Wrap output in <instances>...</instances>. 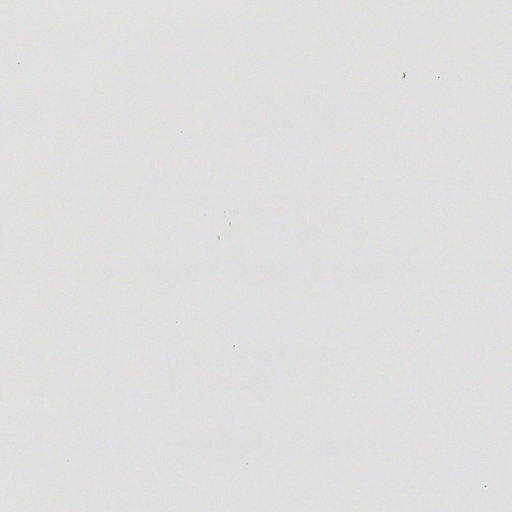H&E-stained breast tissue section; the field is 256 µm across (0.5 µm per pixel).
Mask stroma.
I'll return each instance as SVG.
<instances>
[{
    "instance_id": "stroma-1",
    "label": "stroma",
    "mask_w": 512,
    "mask_h": 512,
    "mask_svg": "<svg viewBox=\"0 0 512 512\" xmlns=\"http://www.w3.org/2000/svg\"><path fill=\"white\" fill-rule=\"evenodd\" d=\"M147 2L115 15L89 0L49 12L0 0V138L25 140L14 117L37 105L51 157L0 216V255L37 293L41 328L23 335L0 307V346L26 355L0 380L74 385L66 409L22 428L14 459L53 478L56 512H74L90 479L108 489L109 512H243L253 500L266 512H369L381 488L408 505L419 485L512 512L499 411L512 343L496 342L512 313L452 337L412 303L428 270L450 276L443 294L463 311L474 292L496 309L512 288V254L484 206L491 184L512 204V184L480 162L498 140L481 53L469 69L415 67L447 31L512 27V0L477 23L459 5L288 0L275 17L224 13V29L245 35L236 44L177 12L169 30L192 34L154 39L135 23ZM82 116L87 140L69 138ZM244 137L251 151L238 149ZM463 224L476 233L461 243L448 231ZM135 278L158 287L125 288ZM389 278L399 287L383 288ZM241 279L285 288L257 295ZM336 388L478 389L488 404L450 437L397 404L380 421L299 408ZM87 389L127 411L88 418ZM263 390L276 411L247 406ZM158 392L185 409L149 413ZM477 427L487 442L472 441ZM228 468L240 495L224 494Z\"/></svg>"
}]
</instances>
